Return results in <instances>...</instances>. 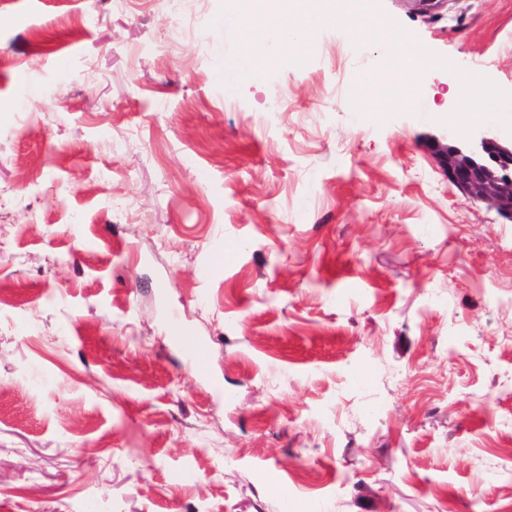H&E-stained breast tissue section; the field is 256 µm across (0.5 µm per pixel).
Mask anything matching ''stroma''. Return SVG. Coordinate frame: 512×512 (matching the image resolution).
Listing matches in <instances>:
<instances>
[{
  "label": "stroma",
  "instance_id": "stroma-1",
  "mask_svg": "<svg viewBox=\"0 0 512 512\" xmlns=\"http://www.w3.org/2000/svg\"><path fill=\"white\" fill-rule=\"evenodd\" d=\"M239 37L0 0V512H512V223L428 148L512 134L461 88L512 82V0L218 81ZM383 46L402 70L417 73L425 64L420 56V48L399 33L386 34L383 37Z\"/></svg>",
  "mask_w": 512,
  "mask_h": 512
}]
</instances>
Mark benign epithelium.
<instances>
[{"label":"benign epithelium","instance_id":"7a95c632","mask_svg":"<svg viewBox=\"0 0 512 512\" xmlns=\"http://www.w3.org/2000/svg\"><path fill=\"white\" fill-rule=\"evenodd\" d=\"M448 180L472 202H485L512 223V137L489 130L447 133L430 145Z\"/></svg>","mask_w":512,"mask_h":512}]
</instances>
